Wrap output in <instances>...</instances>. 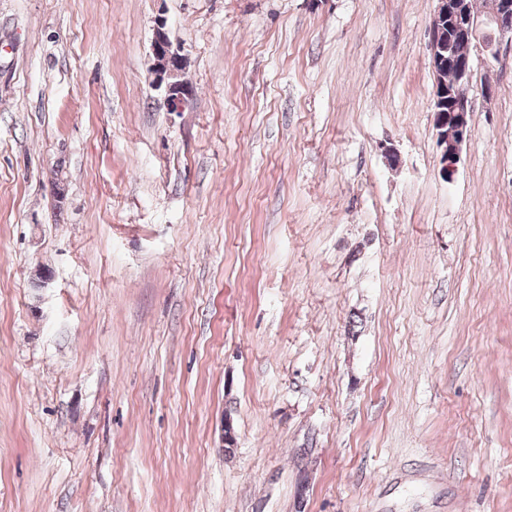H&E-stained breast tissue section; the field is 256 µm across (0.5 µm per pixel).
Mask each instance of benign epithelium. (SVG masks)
<instances>
[{
	"label": "benign epithelium",
	"instance_id": "benign-epithelium-1",
	"mask_svg": "<svg viewBox=\"0 0 512 512\" xmlns=\"http://www.w3.org/2000/svg\"><path fill=\"white\" fill-rule=\"evenodd\" d=\"M429 26L427 51L434 75L431 101L435 114L437 146L440 149L439 175L453 181L461 160L462 147L468 136L467 103L473 84L472 57L456 58L447 41L446 24L454 25L456 34L485 58H497L503 44L512 45V0H484L480 11L471 9L469 0H435ZM155 63L152 86L161 91L169 112H182L193 97V88L180 64V48L173 45L166 24H156L151 43ZM456 71L453 84L444 74Z\"/></svg>",
	"mask_w": 512,
	"mask_h": 512
}]
</instances>
